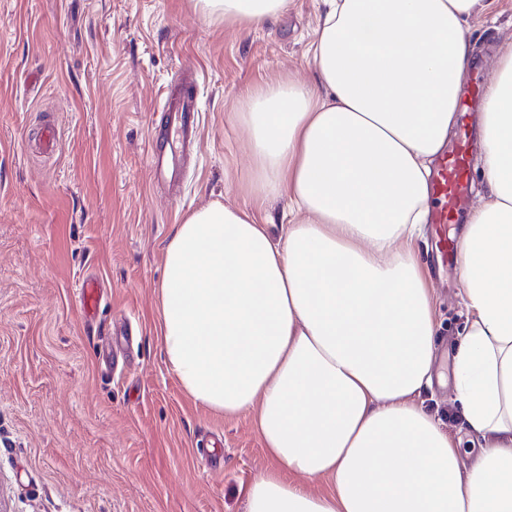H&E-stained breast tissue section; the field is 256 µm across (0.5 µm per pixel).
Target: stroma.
Segmentation results:
<instances>
[{
    "label": "stroma",
    "instance_id": "35a3bbf8",
    "mask_svg": "<svg viewBox=\"0 0 512 512\" xmlns=\"http://www.w3.org/2000/svg\"><path fill=\"white\" fill-rule=\"evenodd\" d=\"M321 9L291 0L245 26L192 0H0V512H246L269 462L248 414L213 413L168 368L158 289L175 224L214 201L251 207L236 114L255 85L313 80ZM505 30L512 0H484L463 102L480 99ZM183 67L199 126L168 197L149 187L146 147ZM88 275L106 292L90 326L76 295ZM430 286L441 353L465 325L463 285L451 272ZM442 372L423 405L478 452Z\"/></svg>",
    "mask_w": 512,
    "mask_h": 512
}]
</instances>
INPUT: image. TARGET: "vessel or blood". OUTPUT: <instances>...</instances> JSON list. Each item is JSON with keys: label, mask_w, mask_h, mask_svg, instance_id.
I'll list each match as a JSON object with an SVG mask.
<instances>
[{"label": "vessel or blood", "mask_w": 512, "mask_h": 512, "mask_svg": "<svg viewBox=\"0 0 512 512\" xmlns=\"http://www.w3.org/2000/svg\"><path fill=\"white\" fill-rule=\"evenodd\" d=\"M164 110L167 114L166 133L170 142L180 144L188 141L196 132L193 96L187 93L174 95L165 100ZM471 146L470 139H463L453 152L440 156L436 161L432 184L435 200L432 220L436 226L435 264L440 268L444 267L449 253L453 251L448 243L447 225L457 215L458 205L468 193L466 169L470 163ZM148 165L152 189L173 188L177 167L172 153L154 146L149 147ZM79 295L84 320L95 322L103 303V291L99 281L93 277L84 278L79 287Z\"/></svg>", "instance_id": "obj_1"}]
</instances>
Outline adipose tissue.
Here are the masks:
<instances>
[{
    "instance_id": "adipose-tissue-1",
    "label": "adipose tissue",
    "mask_w": 512,
    "mask_h": 512,
    "mask_svg": "<svg viewBox=\"0 0 512 512\" xmlns=\"http://www.w3.org/2000/svg\"><path fill=\"white\" fill-rule=\"evenodd\" d=\"M290 0H194L259 25ZM315 82L253 88L250 194L288 197L272 238L215 201L176 225L159 334L186 393L249 414L270 468L246 512H512V40L481 104L484 202L462 227L453 387L465 459L419 401L434 382L429 276L409 246L458 125L481 0H323Z\"/></svg>"
}]
</instances>
